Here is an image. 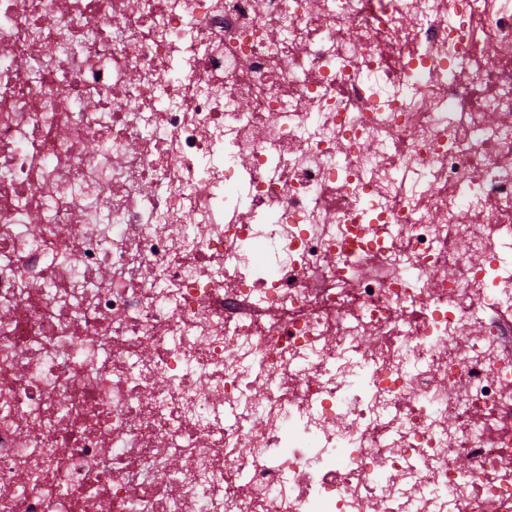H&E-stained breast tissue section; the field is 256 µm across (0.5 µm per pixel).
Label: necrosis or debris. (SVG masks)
<instances>
[{
	"instance_id": "obj_1",
	"label": "necrosis or debris",
	"mask_w": 512,
	"mask_h": 512,
	"mask_svg": "<svg viewBox=\"0 0 512 512\" xmlns=\"http://www.w3.org/2000/svg\"><path fill=\"white\" fill-rule=\"evenodd\" d=\"M512 0H0V512H512Z\"/></svg>"
}]
</instances>
